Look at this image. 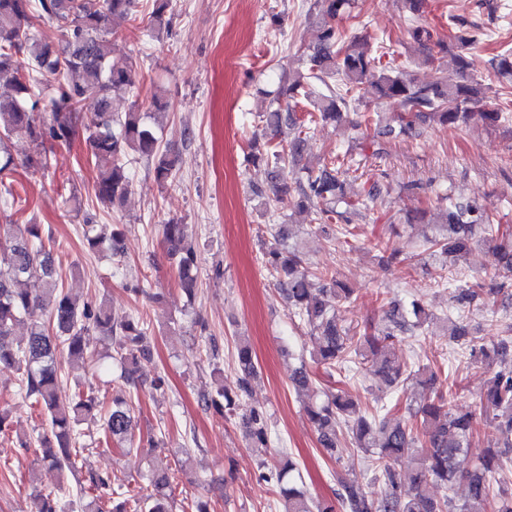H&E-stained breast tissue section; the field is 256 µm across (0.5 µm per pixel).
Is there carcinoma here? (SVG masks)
Segmentation results:
<instances>
[{"instance_id": "carcinoma-1", "label": "carcinoma", "mask_w": 512, "mask_h": 512, "mask_svg": "<svg viewBox=\"0 0 512 512\" xmlns=\"http://www.w3.org/2000/svg\"><path fill=\"white\" fill-rule=\"evenodd\" d=\"M325 8L308 16V23L319 32V43L313 48L305 66L288 76L273 102L286 99L290 105L261 114L265 128L275 130L286 124L294 134L287 143L264 144L253 141L251 157L255 162L272 163L280 170L286 164L298 165L309 145L310 129L317 123H339L351 105L365 99L385 100L397 104L399 130L384 134H411L415 122L429 121L441 127H457L470 122L493 128L505 120L502 109L485 104L486 89L478 82L450 84L441 78L418 84L404 75L402 69H377L375 58L361 47L358 37H349L337 24L353 0H323ZM409 5L411 37L430 54L432 28L420 15L423 0H405ZM151 31L160 37L169 31L174 15L173 0H152ZM135 0H0V84L10 88L0 95V178L12 173L16 164L4 142L14 135L27 137L35 146L27 167L46 165V144L69 142L81 136L87 153L98 170L95 196L115 204L128 188L124 158L133 151L151 160L156 178L165 183L175 178L178 158L160 150L159 137L147 123V113L132 111L123 116L112 112V93L132 90L131 66L112 58L108 23L126 18ZM38 17L56 25L61 45L49 43L48 36L33 30L31 20ZM473 40L461 33L455 36V61L459 68L468 67L465 51ZM52 79L57 82V95L48 102L49 119L39 117L38 86ZM93 99L98 105L90 119L82 122L78 113L81 102ZM305 109L302 116L291 105ZM376 124L374 113H360L353 125L354 144L361 146ZM349 165L345 156L337 154L317 165L303 167V175L293 183L283 182L273 189L267 208L277 212L283 196L294 194L295 207L305 211L314 206L311 223L319 225L345 244L358 249L351 232L352 216L369 213L384 201L392 188L378 182L365 193L352 198L346 193ZM443 205L430 220L440 229L425 238L420 252L400 256L381 241L375 248L384 263L412 264L423 254L438 261L434 284L450 290L452 306L445 315L450 323L452 340L473 363H484L495 356L512 352V325L505 327L498 340L468 337L463 313L469 307H487V288L480 281L456 284L458 266L476 242L492 243L506 237L501 224L479 200L454 201L451 195L440 196ZM187 225L169 223L162 233L178 258L179 278L187 293H192L191 269L194 247L184 245ZM83 243L94 253L109 250L121 254L122 231L106 234L95 224H85ZM273 240L265 253V268L286 293L291 313L308 325L316 337L314 362L332 379L348 364L361 358L371 363L378 382L393 391L387 403L363 404L342 389L324 393V399L306 407L322 450L336 454L343 430L352 434L357 450L364 453L378 470V488L367 490L355 483L341 484L333 500H314L291 484L292 462L279 465L276 473L266 476L281 486L283 512H473L467 505L456 506L448 496L433 498L425 492L430 484L448 490L463 481L468 501L473 505L495 503V512H512V492L495 490L504 469L512 465V369L499 370L489 378L481 395L478 410L458 411L430 400L429 389L438 380L448 382L442 367L413 368L397 362L391 352L395 339L416 336L432 320L419 299L406 303L386 302L384 325H371L356 336H350L337 323V310L351 303L354 289L337 279V273L306 265L297 245L288 244V224H271ZM39 276L45 288L33 295L23 288L24 282ZM27 325V339L13 346L9 338L17 324ZM95 333L110 346L106 357L120 364L121 377L129 386L139 385L141 356L147 352V328L134 319L116 321L103 302L78 304L59 288L52 255L44 248L39 224H8L0 231V365L22 372L18 395L32 401L46 416L48 430L38 436L41 459L57 470L70 473L77 468V458L84 448L87 434L82 425L99 423L106 440L123 442L131 437L135 423L131 406L115 398L111 405L85 394L75 387L64 393L61 363L95 362L101 353L90 346L86 336ZM237 362L240 370L239 393L230 396L222 386L215 392L205 391L200 401L207 407L227 405L241 412L246 435L255 447L269 441L270 427L262 408L242 401L255 373L251 348L239 341ZM414 381L421 390L414 393L419 405L403 406L399 393L406 383ZM490 419L496 437L474 463L466 460L465 448L473 435L477 416ZM408 459L412 466L401 475L398 464ZM168 474H156L148 485L131 492L114 489L108 479L90 478L82 512H105V501L112 496L124 500L112 512H168ZM70 488L61 485L55 492L33 495L30 512H64Z\"/></svg>"}]
</instances>
